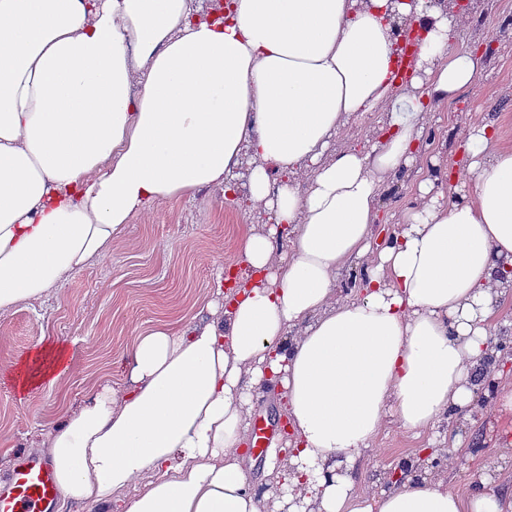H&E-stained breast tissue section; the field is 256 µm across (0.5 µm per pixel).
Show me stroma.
Returning <instances> with one entry per match:
<instances>
[{
	"label": "stroma",
	"instance_id": "35a3bbf8",
	"mask_svg": "<svg viewBox=\"0 0 512 512\" xmlns=\"http://www.w3.org/2000/svg\"><path fill=\"white\" fill-rule=\"evenodd\" d=\"M466 2L470 23L452 31L451 43L478 49L483 69L472 88L431 112L421 154L379 198L386 227L397 224L412 204L431 158L462 161L463 124L496 120L512 131V0ZM245 207L240 199L227 208L219 192L207 191L144 211L113 243L108 259L71 277L50 300L0 319V365L54 342L67 348L71 361L69 373L56 383L27 393L0 377V479L32 455L60 405L81 404L98 377L128 381L129 350L139 332L162 322L186 324L198 314L221 264L236 260L247 229L264 226V217L247 216ZM475 402L471 418H449L428 436L388 420L375 446L356 459L351 476L374 484L376 491L391 490L398 463L432 444L446 454L428 470L449 490L467 493L472 475L483 470L491 475L493 490L511 492L512 410H489L481 392Z\"/></svg>",
	"mask_w": 512,
	"mask_h": 512
}]
</instances>
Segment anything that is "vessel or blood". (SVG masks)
<instances>
[{
	"mask_svg": "<svg viewBox=\"0 0 512 512\" xmlns=\"http://www.w3.org/2000/svg\"><path fill=\"white\" fill-rule=\"evenodd\" d=\"M57 498L54 469L39 459L25 460L0 484V512H56Z\"/></svg>",
	"mask_w": 512,
	"mask_h": 512,
	"instance_id": "b4317fda",
	"label": "vessel or blood"
}]
</instances>
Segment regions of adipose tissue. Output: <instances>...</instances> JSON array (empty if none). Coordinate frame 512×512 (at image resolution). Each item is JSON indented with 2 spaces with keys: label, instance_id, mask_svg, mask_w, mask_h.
I'll list each match as a JSON object with an SVG mask.
<instances>
[{
  "label": "adipose tissue",
  "instance_id": "adipose-tissue-1",
  "mask_svg": "<svg viewBox=\"0 0 512 512\" xmlns=\"http://www.w3.org/2000/svg\"><path fill=\"white\" fill-rule=\"evenodd\" d=\"M0 0V318L105 259L154 205L229 193L247 171L266 229L237 287L202 318L138 334L130 380L99 378L39 450L63 501L109 512H512L484 475L461 495L411 460L375 493L344 472L394 416L408 432L465 414L498 363L491 318L512 293V146L466 126V165L418 186L378 239L387 178L422 150L434 103L482 69L449 45L452 0ZM359 112L368 149L331 148ZM445 179L452 198L435 193ZM291 228L277 252L280 225ZM363 259L355 299L339 273ZM21 390L70 370L30 356ZM278 383L289 436L257 495L239 455L255 397Z\"/></svg>",
  "mask_w": 512,
  "mask_h": 512
}]
</instances>
